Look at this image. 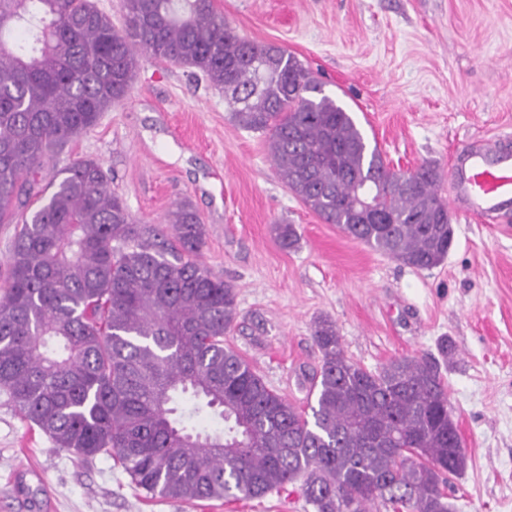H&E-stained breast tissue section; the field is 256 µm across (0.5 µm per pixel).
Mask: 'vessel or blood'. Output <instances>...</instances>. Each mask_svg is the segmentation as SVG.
Instances as JSON below:
<instances>
[{
	"label": "vessel or blood",
	"instance_id": "1",
	"mask_svg": "<svg viewBox=\"0 0 512 512\" xmlns=\"http://www.w3.org/2000/svg\"><path fill=\"white\" fill-rule=\"evenodd\" d=\"M455 212L491 220L512 210V148L476 139L456 152L448 184Z\"/></svg>",
	"mask_w": 512,
	"mask_h": 512
}]
</instances>
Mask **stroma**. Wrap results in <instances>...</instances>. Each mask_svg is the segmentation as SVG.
Listing matches in <instances>:
<instances>
[{
	"instance_id": "stroma-1",
	"label": "stroma",
	"mask_w": 512,
	"mask_h": 512,
	"mask_svg": "<svg viewBox=\"0 0 512 512\" xmlns=\"http://www.w3.org/2000/svg\"><path fill=\"white\" fill-rule=\"evenodd\" d=\"M237 31L282 46L353 116L394 170L449 173L477 139L512 142V0H214ZM83 158L142 224L190 200L206 229L202 264L230 284L227 343L292 404L306 406L331 319L344 351L375 370L402 355L453 351L441 371L467 467L452 512H512V215H454L440 266L418 270L324 223L279 179L263 134L239 128L224 93L190 69L141 60L127 96L63 149L45 178ZM296 226L284 248L271 227ZM0 512H313L296 484L231 503L149 499L110 455L82 460L0 392Z\"/></svg>"
}]
</instances>
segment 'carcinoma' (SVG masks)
I'll return each instance as SVG.
<instances>
[{
    "label": "carcinoma",
    "mask_w": 512,
    "mask_h": 512,
    "mask_svg": "<svg viewBox=\"0 0 512 512\" xmlns=\"http://www.w3.org/2000/svg\"><path fill=\"white\" fill-rule=\"evenodd\" d=\"M123 2L119 32L93 0H0V223L30 209L0 289V390L54 449L109 454L151 497L254 499L299 481L314 512H450L467 457L436 359L370 371L320 319L315 400L299 408L224 344L236 295L200 262L189 201L167 224H139L99 161L41 175L53 148L126 97L138 48L223 90L325 223L419 270L453 240L438 169H391L308 67L239 34L214 0ZM365 182L378 223L357 205ZM273 232L284 248L299 239L293 224Z\"/></svg>",
    "instance_id": "obj_1"
}]
</instances>
